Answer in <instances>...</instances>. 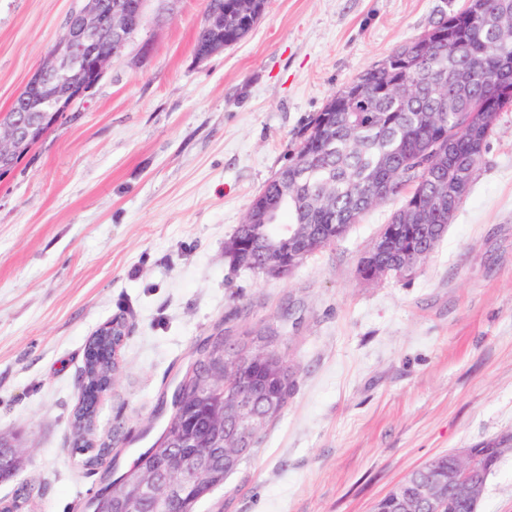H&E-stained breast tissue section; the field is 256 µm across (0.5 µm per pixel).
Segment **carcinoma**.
<instances>
[{
  "label": "carcinoma",
  "instance_id": "carcinoma-1",
  "mask_svg": "<svg viewBox=\"0 0 512 512\" xmlns=\"http://www.w3.org/2000/svg\"><path fill=\"white\" fill-rule=\"evenodd\" d=\"M434 22L421 36L394 50L352 80L359 89L355 98L338 90L322 110L299 131V141L287 166L281 168L252 200L266 203L271 211L265 233L269 246L279 240L281 226L309 225L322 247L336 242L335 227L353 224L383 203L372 196L377 183L391 185L389 195L409 184L406 203L416 206V232L425 237V263L434 253L448 226V215L464 198L448 193L455 180L474 182L494 129L467 121L468 112H487L493 117L512 108V93L500 90L501 81L512 79V0H467L463 11ZM451 28L452 40L439 41L423 53L429 38ZM288 175V197L280 196V181ZM125 321H112V335L96 334L88 343L81 375L86 399L75 411L73 445L86 453L84 465L97 468L96 454L112 452L102 443L96 453L87 452L97 404L94 392L118 379L120 366L107 352L121 337ZM251 340L268 346L273 369H290L278 351L276 332L258 330ZM246 342L224 331L206 337L176 387L183 399L171 397L172 414L153 446L140 455L133 468L118 476L106 469L93 506L108 512L123 487L139 477L140 465L161 463L171 451L172 438L199 423L206 412L218 409L222 397L233 388L239 370L258 372L250 365ZM34 480L25 478L9 501H0L3 512H22Z\"/></svg>",
  "mask_w": 512,
  "mask_h": 512
}]
</instances>
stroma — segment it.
Returning <instances> with one entry per match:
<instances>
[{
  "label": "stroma",
  "instance_id": "35a3bbf8",
  "mask_svg": "<svg viewBox=\"0 0 512 512\" xmlns=\"http://www.w3.org/2000/svg\"><path fill=\"white\" fill-rule=\"evenodd\" d=\"M466 0H269L240 44L194 58L206 0H148L103 78L0 179V436L31 512H86L100 474L72 454L86 344L122 317L121 375L97 405L117 472L206 336L270 328L296 369L279 419L198 512H371L411 471L512 433V111L430 259L361 283L405 202L389 197L291 274L229 265L224 243L345 83ZM72 0H0V112L64 33ZM150 54H143V47ZM294 319L283 320L285 307ZM478 512H512V454Z\"/></svg>",
  "mask_w": 512,
  "mask_h": 512
}]
</instances>
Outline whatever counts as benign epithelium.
<instances>
[{
	"label": "benign epithelium",
	"mask_w": 512,
	"mask_h": 512,
	"mask_svg": "<svg viewBox=\"0 0 512 512\" xmlns=\"http://www.w3.org/2000/svg\"><path fill=\"white\" fill-rule=\"evenodd\" d=\"M147 0H118L106 10L100 0H73L64 20V34L49 48L41 63L30 76L22 96L23 107L0 117V171L13 166L19 154L31 148L36 135L53 127L62 115L71 111L85 98L103 77L112 57L119 54L131 35L144 21ZM242 20L247 24L251 15H245L238 3L218 4L207 8L208 27L224 32L225 20ZM413 206L403 213L401 223L382 226L379 238L402 242V255L407 259L404 272L417 267L422 249L416 232L411 228ZM265 210L251 212L253 234L250 242L239 252L241 263L248 265L255 255L267 251L266 236L258 232L264 226ZM320 244L316 236H302L285 227L277 243L278 259L262 265L268 277H282L297 268L307 253ZM359 277L376 280L387 273L380 266L374 251L364 254ZM239 389L226 407L227 424L211 421L205 426L207 445L194 439L178 441V450L168 454L159 466L149 465L146 478L161 486L156 495L157 512H187L183 486L208 484L209 490L219 486L227 467L218 464L215 449L228 441L240 442L252 438L265 426V416L254 408L252 394L263 391L257 382L238 376ZM452 454L467 462V467L445 471L428 463L422 467L424 480L414 489L404 483L395 485L386 495L375 501L372 512L389 508L395 512H409L416 503L425 505L429 512H447L454 502H463L470 512H477L481 493L470 479V472L483 464L481 457L470 448H459ZM145 494V482L129 484L121 496L119 507L124 512H140Z\"/></svg>",
	"instance_id": "7a95c632"
}]
</instances>
